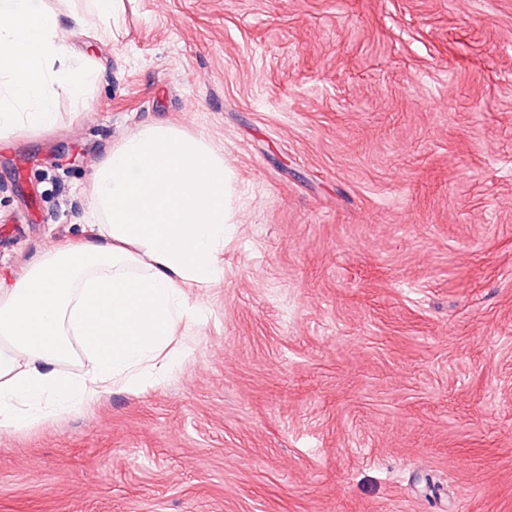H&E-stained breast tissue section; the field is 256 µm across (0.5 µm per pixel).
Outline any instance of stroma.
Here are the masks:
<instances>
[{"label":"stroma","instance_id":"stroma-1","mask_svg":"<svg viewBox=\"0 0 512 512\" xmlns=\"http://www.w3.org/2000/svg\"><path fill=\"white\" fill-rule=\"evenodd\" d=\"M0 149V278L140 128L233 176L163 381L0 430V512H512V0H129Z\"/></svg>","mask_w":512,"mask_h":512}]
</instances>
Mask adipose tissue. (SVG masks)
<instances>
[{
    "instance_id": "adipose-tissue-1",
    "label": "adipose tissue",
    "mask_w": 512,
    "mask_h": 512,
    "mask_svg": "<svg viewBox=\"0 0 512 512\" xmlns=\"http://www.w3.org/2000/svg\"><path fill=\"white\" fill-rule=\"evenodd\" d=\"M94 79L43 0H0V143L53 129L59 95L83 102ZM229 174L199 136L151 124L93 171L90 241L55 248L0 289V428L24 429L112 386L138 393L163 378L181 326L197 322L192 288L219 282ZM76 374L59 370L74 349Z\"/></svg>"
}]
</instances>
